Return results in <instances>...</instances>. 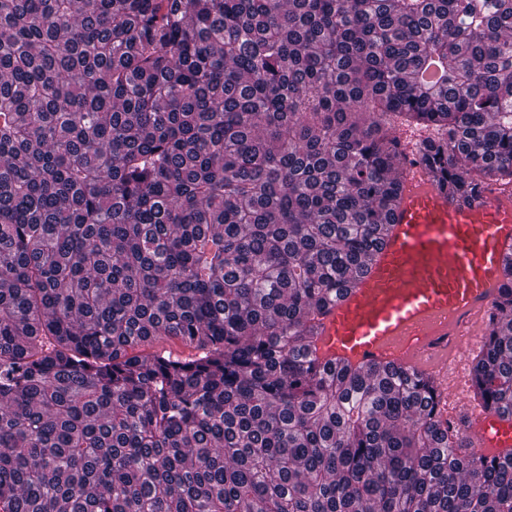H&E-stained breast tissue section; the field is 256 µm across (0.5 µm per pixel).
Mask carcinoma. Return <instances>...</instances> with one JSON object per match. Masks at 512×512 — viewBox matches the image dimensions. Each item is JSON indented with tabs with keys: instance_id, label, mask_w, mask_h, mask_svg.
<instances>
[{
	"instance_id": "cac0c4a2",
	"label": "carcinoma",
	"mask_w": 512,
	"mask_h": 512,
	"mask_svg": "<svg viewBox=\"0 0 512 512\" xmlns=\"http://www.w3.org/2000/svg\"><path fill=\"white\" fill-rule=\"evenodd\" d=\"M402 127L512 185V0H0V512H512L428 381L309 349ZM472 376L512 415V260Z\"/></svg>"
}]
</instances>
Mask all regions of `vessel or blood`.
<instances>
[{
    "label": "vessel or blood",
    "mask_w": 512,
    "mask_h": 512,
    "mask_svg": "<svg viewBox=\"0 0 512 512\" xmlns=\"http://www.w3.org/2000/svg\"><path fill=\"white\" fill-rule=\"evenodd\" d=\"M423 132L403 136L401 192L363 271L318 320L311 350L336 369L397 367L430 380L440 410L472 389L462 349L474 344L512 258V191L487 186L452 200L418 159ZM479 452H512V419L477 410Z\"/></svg>",
    "instance_id": "vessel-or-blood-1"
}]
</instances>
